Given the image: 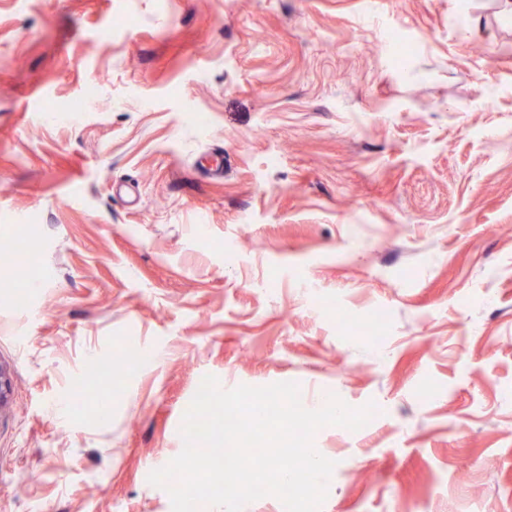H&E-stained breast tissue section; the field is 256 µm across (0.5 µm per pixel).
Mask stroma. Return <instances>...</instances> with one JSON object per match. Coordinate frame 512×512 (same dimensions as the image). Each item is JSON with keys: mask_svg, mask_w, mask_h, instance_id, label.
Here are the masks:
<instances>
[{"mask_svg": "<svg viewBox=\"0 0 512 512\" xmlns=\"http://www.w3.org/2000/svg\"><path fill=\"white\" fill-rule=\"evenodd\" d=\"M19 232L38 285L0 255V512H172L148 475L208 375L375 403L316 432L319 512H512L501 0H0V239ZM377 308L383 360L356 331ZM120 343L160 356L58 415Z\"/></svg>", "mask_w": 512, "mask_h": 512, "instance_id": "35a3bbf8", "label": "stroma"}]
</instances>
